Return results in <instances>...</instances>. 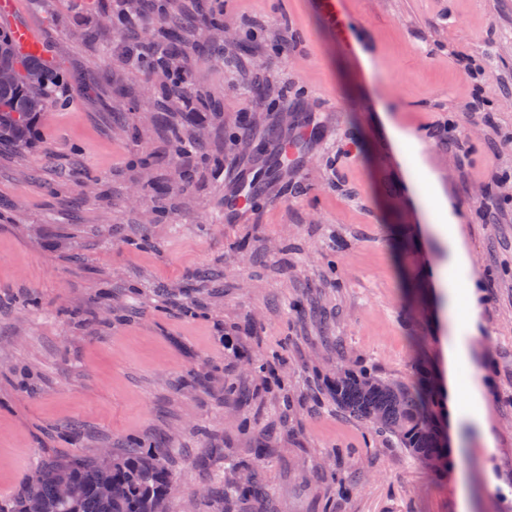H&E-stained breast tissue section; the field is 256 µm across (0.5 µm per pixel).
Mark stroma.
Returning a JSON list of instances; mask_svg holds the SVG:
<instances>
[{
    "label": "stroma",
    "mask_w": 512,
    "mask_h": 512,
    "mask_svg": "<svg viewBox=\"0 0 512 512\" xmlns=\"http://www.w3.org/2000/svg\"><path fill=\"white\" fill-rule=\"evenodd\" d=\"M198 1L223 4L231 35L188 54V87L222 115L191 116L198 138L176 158L159 81L127 55L157 18H137L130 38L105 25L118 0H18L66 84L33 146L0 154V499L44 457L140 437L172 461L168 512H221L205 485L259 448L265 496L231 512H512V0H345L360 23L349 50L320 0L170 6ZM285 114V138L321 131L302 176L270 181L230 223L226 201ZM389 120L417 132L421 154L389 142ZM179 167L197 169L193 184L175 185ZM153 182L175 187L156 223ZM437 189L482 302L458 376L482 382L493 436L485 447L440 413L444 476L323 390L339 369L406 381L424 366L446 397ZM205 268L218 281L197 284Z\"/></svg>",
    "instance_id": "35a3bbf8"
}]
</instances>
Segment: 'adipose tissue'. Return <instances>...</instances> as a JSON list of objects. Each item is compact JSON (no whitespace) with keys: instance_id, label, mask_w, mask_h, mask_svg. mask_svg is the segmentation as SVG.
<instances>
[{"instance_id":"adipose-tissue-1","label":"adipose tissue","mask_w":512,"mask_h":512,"mask_svg":"<svg viewBox=\"0 0 512 512\" xmlns=\"http://www.w3.org/2000/svg\"><path fill=\"white\" fill-rule=\"evenodd\" d=\"M436 206L442 213L447 214L448 219L446 223L432 225L431 230L447 238L450 263L458 270L462 287L466 289L471 288L472 282L468 277L470 263L456 219L450 216V207L444 197H437ZM457 295V290L452 289L448 292V316L452 332V336L445 347L448 399L450 405L454 407L452 413L453 420L459 421L466 417L481 425L485 422L483 387L478 383L471 384L465 388L460 387L457 376L459 365L466 360V349L461 337L467 331L473 330L478 316V308L472 304L467 309H460ZM463 400L469 401L471 404L469 413L463 414L456 409L457 404Z\"/></svg>"}]
</instances>
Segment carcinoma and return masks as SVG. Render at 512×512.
<instances>
[{"mask_svg":"<svg viewBox=\"0 0 512 512\" xmlns=\"http://www.w3.org/2000/svg\"><path fill=\"white\" fill-rule=\"evenodd\" d=\"M189 41L183 30L160 26L147 52L137 64L161 78L159 102L175 116L189 101L184 90L185 70L175 56H184ZM0 68L15 78L0 84V146L25 150L41 113L60 101L63 78L57 69L36 53L23 52L12 32L0 29ZM176 154L190 146L189 132L174 125L170 131ZM330 394L341 410L390 438L411 458L436 471L448 469V448L438 425L437 389L424 371L415 380H390L362 369L336 373ZM67 476L70 494L61 496L58 479ZM172 470L163 449L140 439L113 453L112 465L98 456L73 454L47 460L9 500H0V512H26L31 500L42 512H159L167 504ZM263 489L255 481L237 477L208 486L207 496L220 501L231 496L239 502L258 498Z\"/></svg>","mask_w":512,"mask_h":512,"instance_id":"carcinoma-1","label":"carcinoma"}]
</instances>
